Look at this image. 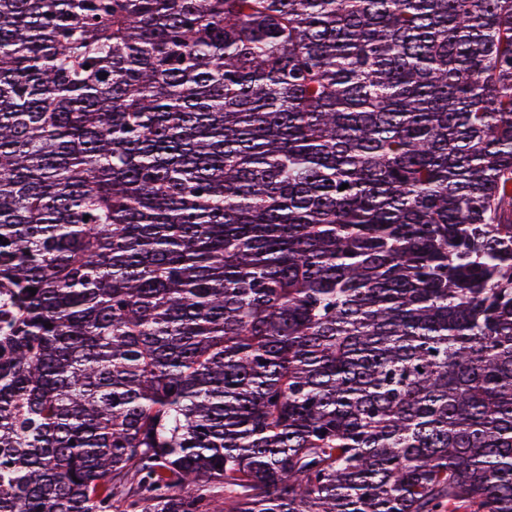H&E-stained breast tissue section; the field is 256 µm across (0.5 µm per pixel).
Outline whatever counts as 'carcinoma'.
<instances>
[{
  "label": "carcinoma",
  "instance_id": "obj_1",
  "mask_svg": "<svg viewBox=\"0 0 512 512\" xmlns=\"http://www.w3.org/2000/svg\"><path fill=\"white\" fill-rule=\"evenodd\" d=\"M0 512H512V0H0Z\"/></svg>",
  "mask_w": 512,
  "mask_h": 512
}]
</instances>
